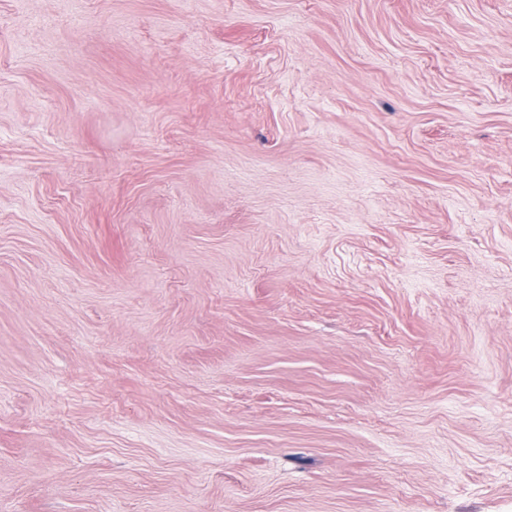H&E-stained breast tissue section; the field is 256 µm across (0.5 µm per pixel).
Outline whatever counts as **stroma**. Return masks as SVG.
I'll return each mask as SVG.
<instances>
[{"label":"stroma","mask_w":512,"mask_h":512,"mask_svg":"<svg viewBox=\"0 0 512 512\" xmlns=\"http://www.w3.org/2000/svg\"><path fill=\"white\" fill-rule=\"evenodd\" d=\"M0 512H512V0H0Z\"/></svg>","instance_id":"35a3bbf8"}]
</instances>
